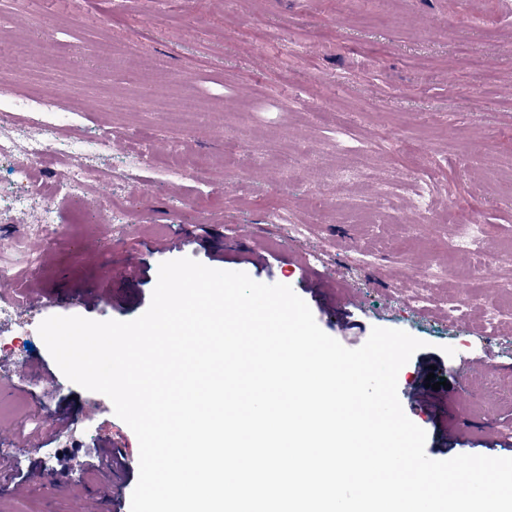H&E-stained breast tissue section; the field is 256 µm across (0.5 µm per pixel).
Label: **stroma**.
<instances>
[{
	"label": "stroma",
	"mask_w": 512,
	"mask_h": 512,
	"mask_svg": "<svg viewBox=\"0 0 512 512\" xmlns=\"http://www.w3.org/2000/svg\"><path fill=\"white\" fill-rule=\"evenodd\" d=\"M0 76L22 96L66 86L83 135L111 131L112 165L142 141L154 155L124 192L58 208L51 224L9 211L17 175L1 162L0 268L10 276L0 307L38 286L48 315L129 321L148 309L159 265L183 257L287 284L345 347L376 326L423 341L398 396L426 431L429 458L512 457V319L492 334L484 323L488 303L512 300L477 278L463 329L407 305L418 274L446 299L454 268L495 269L512 254V0H0ZM133 91L140 111L110 108ZM179 147L203 168L169 171ZM348 166L353 180L323 181ZM416 177L435 190L432 216L415 213L406 191L380 196ZM468 217L486 228L483 257L451 247L453 219ZM131 255L133 278L122 273ZM92 288L110 302L75 305ZM0 361V423L24 439L21 474L52 472L60 445L46 425L62 407L83 447L138 455L110 399L90 416L91 392L65 377L42 338L1 349ZM33 363L54 379L52 394L31 378ZM430 375L440 389L427 388ZM98 489L73 474L19 500L0 481V512H83Z\"/></svg>",
	"instance_id": "35a3bbf8"
}]
</instances>
